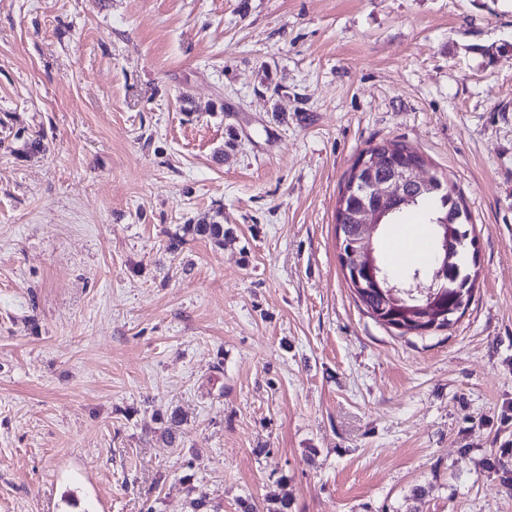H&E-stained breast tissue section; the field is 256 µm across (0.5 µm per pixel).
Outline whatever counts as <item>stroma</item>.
Returning a JSON list of instances; mask_svg holds the SVG:
<instances>
[{"mask_svg":"<svg viewBox=\"0 0 512 512\" xmlns=\"http://www.w3.org/2000/svg\"><path fill=\"white\" fill-rule=\"evenodd\" d=\"M386 141L476 230L423 336L339 258ZM218 211L223 246L167 251ZM200 496L512 512V0H0V512Z\"/></svg>","mask_w":512,"mask_h":512,"instance_id":"35a3bbf8","label":"stroma"}]
</instances>
